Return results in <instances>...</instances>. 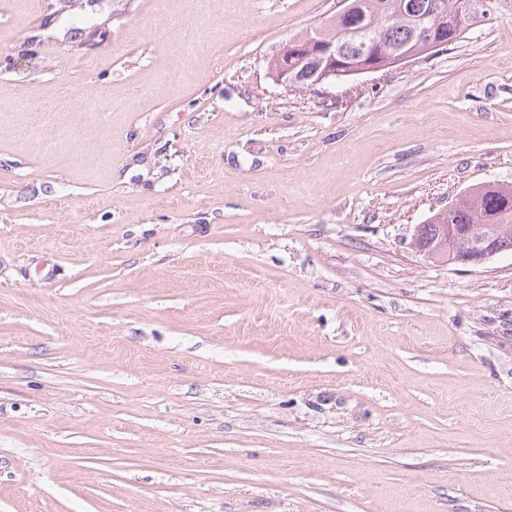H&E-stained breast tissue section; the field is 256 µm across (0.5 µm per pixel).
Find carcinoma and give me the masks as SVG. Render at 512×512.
<instances>
[{
    "label": "carcinoma",
    "instance_id": "carcinoma-1",
    "mask_svg": "<svg viewBox=\"0 0 512 512\" xmlns=\"http://www.w3.org/2000/svg\"><path fill=\"white\" fill-rule=\"evenodd\" d=\"M467 0H347L345 11H337L311 36L333 41L346 62L368 67L390 66L389 53L399 50L413 58L428 47L416 36L419 24L434 25L447 17L443 31L452 43L503 15H512V0H485L486 6L465 12ZM454 224H504L496 238L512 251V191H488L476 201L464 200L452 216Z\"/></svg>",
    "mask_w": 512,
    "mask_h": 512
}]
</instances>
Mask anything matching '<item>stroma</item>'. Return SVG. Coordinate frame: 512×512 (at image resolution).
<instances>
[{
	"label": "stroma",
	"mask_w": 512,
	"mask_h": 512,
	"mask_svg": "<svg viewBox=\"0 0 512 512\" xmlns=\"http://www.w3.org/2000/svg\"><path fill=\"white\" fill-rule=\"evenodd\" d=\"M339 0H0V512H512V17L309 88ZM457 205L448 207L447 215L453 214ZM441 227V243L448 246H461L465 252L458 263L479 265L503 253L505 249L512 251V189L508 194L496 191H487L476 201L464 200L452 216V224H447L448 218L440 216L435 219ZM455 226H454V225ZM461 224H465L461 226ZM466 224H506V229L494 231L498 242L490 237V233L476 232L474 227ZM449 225V237H448ZM510 225V227L508 226Z\"/></svg>",
	"instance_id": "35a3bbf8"
}]
</instances>
